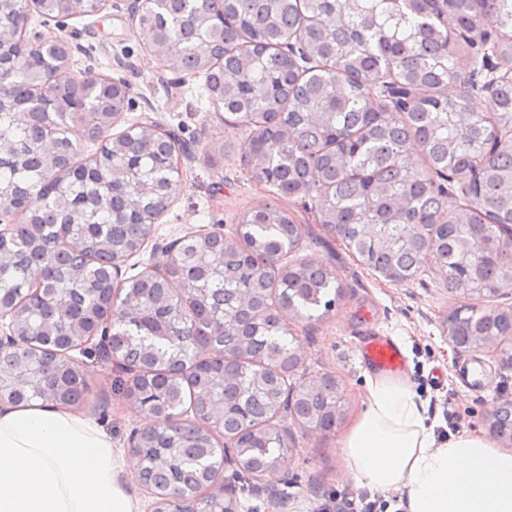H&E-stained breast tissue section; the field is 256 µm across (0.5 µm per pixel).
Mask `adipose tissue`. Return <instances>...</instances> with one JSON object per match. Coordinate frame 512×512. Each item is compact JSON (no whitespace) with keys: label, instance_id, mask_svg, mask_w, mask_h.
Wrapping results in <instances>:
<instances>
[{"label":"adipose tissue","instance_id":"adipose-tissue-1","mask_svg":"<svg viewBox=\"0 0 512 512\" xmlns=\"http://www.w3.org/2000/svg\"><path fill=\"white\" fill-rule=\"evenodd\" d=\"M364 408L340 442L346 475L406 512H512V449L463 433L437 442L407 380H369ZM112 438L70 407L0 408V512H139Z\"/></svg>","mask_w":512,"mask_h":512}]
</instances>
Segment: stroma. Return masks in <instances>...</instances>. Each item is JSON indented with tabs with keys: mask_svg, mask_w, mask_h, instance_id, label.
I'll use <instances>...</instances> for the list:
<instances>
[{
	"mask_svg": "<svg viewBox=\"0 0 512 512\" xmlns=\"http://www.w3.org/2000/svg\"><path fill=\"white\" fill-rule=\"evenodd\" d=\"M131 0H109L101 12L69 18L66 24L31 14L26 38L54 34L71 38L74 50L70 75L87 79L106 76L129 82L130 102L108 130L115 137L148 116L174 132L185 146L181 160V192L154 225L153 240H171L204 231L234 233L243 213L276 202L302 226L295 260L332 269L341 296L317 320L292 323L302 357L293 377L301 382L325 374L335 376L344 417L329 433L304 428L292 417H278L290 454L283 468L290 483L272 481L250 492L234 490L239 512H319L336 493L360 495L344 472L339 441L358 416L370 371L359 359L362 337L376 334L400 342L407 355L403 376L417 397L430 409V420L443 422L452 409L462 418L461 432H485V408L500 399H512V337L501 341L500 353L454 351L445 331V319L461 300L448 288V277L436 263L427 264L414 279L395 283L364 265L359 256L330 228L320 224L314 206L298 199L274 197L269 187L256 182L241 161L239 145L252 129L235 115L210 105L201 76L174 85L173 72L164 67L138 37L129 8ZM473 358L488 372L483 391L464 387L458 370ZM87 389L80 412L94 419L118 448H126L131 431L143 417L119 391L116 372L105 362L84 359Z\"/></svg>",
	"mask_w": 512,
	"mask_h": 512,
	"instance_id": "35a3bbf8",
	"label": "stroma"
}]
</instances>
